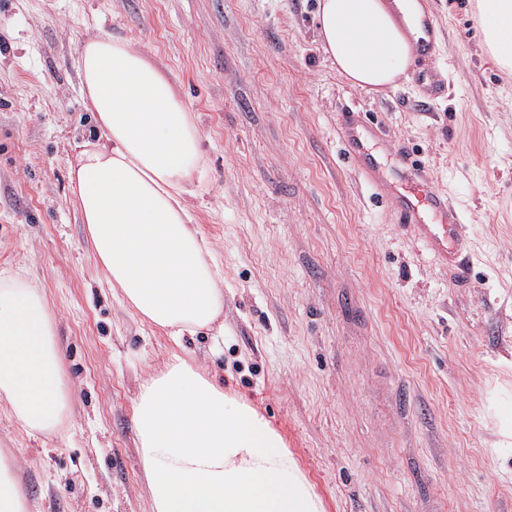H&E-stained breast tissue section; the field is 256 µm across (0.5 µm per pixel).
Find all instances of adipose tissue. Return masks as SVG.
<instances>
[{
	"label": "adipose tissue",
	"instance_id": "ef3b65f1",
	"mask_svg": "<svg viewBox=\"0 0 512 512\" xmlns=\"http://www.w3.org/2000/svg\"><path fill=\"white\" fill-rule=\"evenodd\" d=\"M416 0H318V35L354 85H395L417 33ZM486 52L512 71V0H476ZM79 73L99 136L69 172L107 281L139 320L172 337L213 329L224 277L191 223L198 128L164 74L133 43L84 41ZM72 397L39 286L0 272V402L31 432L55 429ZM150 512H324L281 433L171 355L135 400ZM16 461L0 455V512H30Z\"/></svg>",
	"mask_w": 512,
	"mask_h": 512
}]
</instances>
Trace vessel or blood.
Masks as SVG:
<instances>
[{"label": "vessel or blood", "mask_w": 512, "mask_h": 512, "mask_svg": "<svg viewBox=\"0 0 512 512\" xmlns=\"http://www.w3.org/2000/svg\"><path fill=\"white\" fill-rule=\"evenodd\" d=\"M418 24L421 34L412 46L415 79L432 93L441 83V73L435 65L440 29L429 6H422ZM339 134L347 158L362 179L388 202L399 224L414 231L442 264L462 267L470 245L464 221L448 195L435 187L428 167L418 155L397 150L400 168L391 178L375 152L373 121L343 113Z\"/></svg>", "instance_id": "obj_1"}]
</instances>
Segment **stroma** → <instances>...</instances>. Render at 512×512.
I'll list each match as a JSON object with an SVG mask.
<instances>
[{
  "label": "stroma",
  "mask_w": 512,
  "mask_h": 512,
  "mask_svg": "<svg viewBox=\"0 0 512 512\" xmlns=\"http://www.w3.org/2000/svg\"><path fill=\"white\" fill-rule=\"evenodd\" d=\"M475 0H430L444 94L338 74L317 0H0V270L44 288L73 391L51 434L0 403L31 512H149L133 408L171 354L282 434L325 512H512V72ZM133 40L199 129L193 227L224 274V333L174 342L115 295L69 181L96 132L82 42ZM426 161L460 210L451 268L345 159L342 111Z\"/></svg>",
  "instance_id": "35a3bbf8"
}]
</instances>
